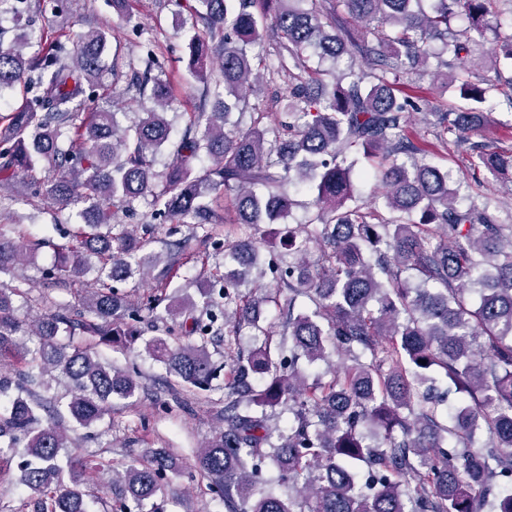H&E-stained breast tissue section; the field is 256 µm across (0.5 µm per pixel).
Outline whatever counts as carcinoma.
<instances>
[{
    "label": "carcinoma",
    "instance_id": "1",
    "mask_svg": "<svg viewBox=\"0 0 512 512\" xmlns=\"http://www.w3.org/2000/svg\"><path fill=\"white\" fill-rule=\"evenodd\" d=\"M30 2L0 0L16 21L10 43L0 39V101L21 84L28 90L0 116V193L20 175L31 193L80 206L69 241L46 240L58 252L49 280L61 289L95 273L81 303L47 295L50 313L30 323L16 316L24 290L0 288V360L14 365L0 376V471L19 459L36 512H91L88 460L60 462L69 432L102 421L139 388L136 375L97 359L95 344L142 348L173 391H224L221 425L193 470L225 512H512V224L473 191L482 172L512 180V147L470 144L474 185L451 184L407 135L415 101L404 92L426 73L470 102L436 113L444 144L449 135L467 143L487 112H512V75L499 70L497 83L480 86L469 35H491L492 64L512 69V0L179 2L195 19L186 48L202 89L175 141V90L152 74V41L128 69L154 106L122 127L87 92L104 69L118 75V55L106 63L112 33L78 34L73 49L69 34L33 44L22 24ZM353 21L390 32L371 42ZM267 35L278 38L280 67L290 61L300 73L273 128L267 112L231 123L261 91L250 49ZM309 50L348 56V71L325 83L305 65ZM165 151L171 161L159 173ZM359 176L377 186L367 203L354 195ZM301 185L313 195L304 223L288 228L281 249L265 247L262 225L291 216ZM220 191L232 197V224L248 233H224V268L200 283L199 314L193 299L166 294L175 263L149 250L152 221L191 224L216 244L207 226L219 223L210 195ZM137 200L151 220L115 229L116 214ZM31 259L26 245L0 236V274L22 282ZM251 277L269 283L243 288ZM151 278L154 292L137 305L107 284ZM262 304L278 308L280 325L259 319ZM245 327L263 337L246 356L237 351ZM62 328L90 345L59 343ZM221 334L222 363L210 351ZM303 361L325 369L309 383ZM436 372L461 394L456 407L444 406ZM269 465L288 496L264 488ZM181 471L169 448L124 466L117 512H167L161 480Z\"/></svg>",
    "mask_w": 512,
    "mask_h": 512
}]
</instances>
